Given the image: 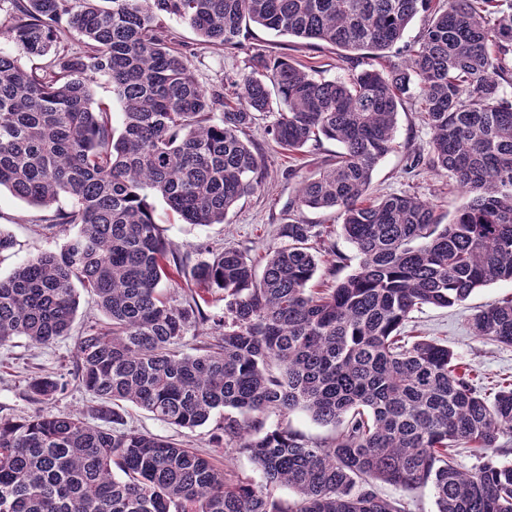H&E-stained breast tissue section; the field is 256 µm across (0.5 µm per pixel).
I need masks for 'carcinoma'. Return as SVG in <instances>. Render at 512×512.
Masks as SVG:
<instances>
[{
  "mask_svg": "<svg viewBox=\"0 0 512 512\" xmlns=\"http://www.w3.org/2000/svg\"><path fill=\"white\" fill-rule=\"evenodd\" d=\"M15 40L42 64L0 52V188L50 209L48 228H77L58 250L32 255L0 278V346L17 337L51 345L69 334L77 288L105 317L76 345L73 380L98 399L80 412L41 409L0 418V512H408L377 484L430 487L437 512H512V463L495 459L512 438V383L481 394L433 339L405 340L423 307L448 308L496 281H512V0H9ZM173 15L215 48L243 46L256 25L339 51L348 77L326 79L287 58L254 53L250 71L207 88L162 24ZM426 24L402 42L412 20ZM75 30L72 51L61 35ZM398 46L399 61L387 52ZM109 77L122 126L94 97ZM418 90L427 151L408 170L446 176L465 196L449 224L413 194L370 195L393 150L398 108ZM265 132L302 154L326 139L340 147L304 181L293 206L332 210L357 259L354 272L311 286L320 259L314 225L279 228L288 245L261 276L235 247L187 267L161 236L149 199L185 223L222 224L265 178L244 134ZM332 266L346 261L321 239ZM189 277L220 292L224 313L198 300L167 301L164 282ZM211 323L184 352L188 328ZM474 332L512 346V300L478 311ZM66 383L29 379L28 397L53 400ZM132 404L194 429L223 412L212 444L247 454L273 498L186 444L126 427ZM296 409L341 424L327 443L262 416ZM487 458L463 471L455 456Z\"/></svg>",
  "mask_w": 512,
  "mask_h": 512,
  "instance_id": "obj_1",
  "label": "carcinoma"
}]
</instances>
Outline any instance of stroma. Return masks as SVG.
<instances>
[{
  "instance_id": "stroma-1",
  "label": "stroma",
  "mask_w": 512,
  "mask_h": 512,
  "mask_svg": "<svg viewBox=\"0 0 512 512\" xmlns=\"http://www.w3.org/2000/svg\"><path fill=\"white\" fill-rule=\"evenodd\" d=\"M177 44L188 56L198 81L213 88L241 77L247 71L250 53L263 51L274 57H285L318 67L322 77H345L334 47L323 44L311 47L305 41L288 35H278L257 27L250 28L244 49H218L205 45L197 32L187 23L174 16L163 19ZM265 120H258L248 130L247 136L258 148L264 159L265 180L254 194L242 198L221 224L197 226L184 223L181 217L169 209L162 199H153L155 220L163 237L173 250L187 255L190 262L200 258L199 246L212 251L233 246L241 250L256 268H263L266 251L284 246L278 235L280 225L291 221H304L314 225L316 231L330 235L337 249L348 260L337 270H330L328 262H320L314 278L315 284L333 285L351 274L356 266L353 250L342 235L341 226L334 212L290 209L301 182L314 177L322 161L333 154L337 145L323 141L310 149L305 157L288 155L264 132ZM430 130L418 118L411 107L401 109L398 120L397 148L376 166L370 191L384 196L410 192L421 199L437 204V212L443 223H450L464 201L463 194L449 186L446 178L437 177L419 169L404 173L408 151L427 148ZM44 213L8 190L0 191V227L12 235L15 247L0 254V275L10 274L15 266L33 254L59 248L68 235L67 229L48 231L42 218ZM512 297V283L496 281L476 289L465 301L448 308L423 307L413 313L404 328L405 335L434 339L448 345L458 361L471 368L474 383L482 394L494 395L503 384L512 382V347L491 342L476 336L471 319L487 305ZM75 336L59 339L49 346L35 345L19 337L0 347V417L21 420L38 411L26 393V381L37 374H51L66 381V389L57 394L49 408L53 412L77 411L86 418H93L96 399L83 387L73 383ZM128 427L151 434L173 438L189 444L207 457H217L224 465V472L231 480L244 479L254 485L265 484L261 471L247 454L228 448L216 452L211 440L215 422H208L194 430L170 426L151 413L136 407L126 412ZM266 426L282 425L296 431L306 439L323 443L331 441L339 432L331 424L315 422L311 416L295 410L287 415L269 414Z\"/></svg>"
}]
</instances>
